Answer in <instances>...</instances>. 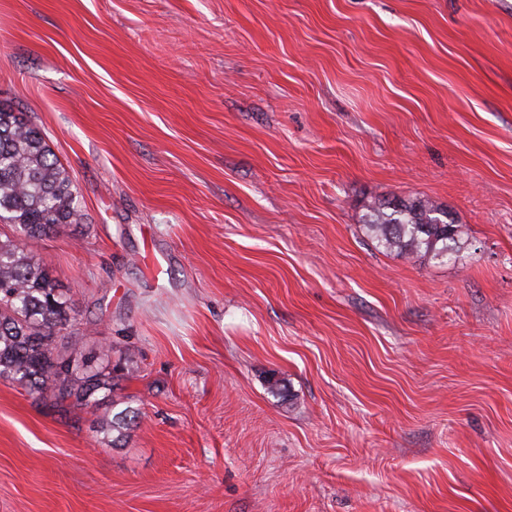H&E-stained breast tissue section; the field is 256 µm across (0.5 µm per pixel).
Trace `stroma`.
Here are the masks:
<instances>
[{"label": "stroma", "instance_id": "obj_1", "mask_svg": "<svg viewBox=\"0 0 512 512\" xmlns=\"http://www.w3.org/2000/svg\"><path fill=\"white\" fill-rule=\"evenodd\" d=\"M0 104L140 411L115 448L0 378V512H512V0H0ZM393 197L460 260L378 250ZM367 236L386 252L455 261L464 249L462 230L448 211L422 198L372 201L366 206Z\"/></svg>", "mask_w": 512, "mask_h": 512}]
</instances>
